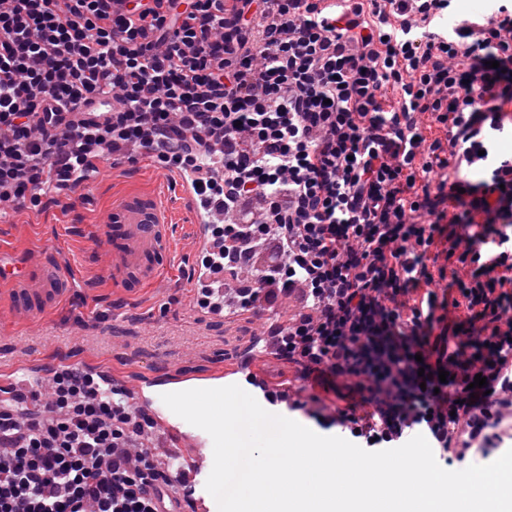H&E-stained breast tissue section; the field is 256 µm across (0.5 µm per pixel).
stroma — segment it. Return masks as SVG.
<instances>
[{
  "mask_svg": "<svg viewBox=\"0 0 512 512\" xmlns=\"http://www.w3.org/2000/svg\"><path fill=\"white\" fill-rule=\"evenodd\" d=\"M99 162L94 184L69 195L65 207L12 208L0 216V267L6 272L33 273L52 263L73 274L65 299L34 323L7 316L9 285L0 282V366L29 355L47 361L71 356L118 375L135 366L231 371L260 323L247 314L216 321L196 307L187 274L197 261L193 230L171 180L173 165L143 156L115 168L106 153ZM131 190L160 195L174 212L171 264L162 283L132 292L114 280L103 235L113 200ZM257 369L270 384L299 387L303 401L314 395L343 408L353 400L343 380L302 382L301 367L283 358L264 356Z\"/></svg>",
  "mask_w": 512,
  "mask_h": 512,
  "instance_id": "obj_1",
  "label": "stroma"
}]
</instances>
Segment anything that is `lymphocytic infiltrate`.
I'll list each match as a JSON object with an SVG mask.
<instances>
[{"label":"lymphocytic infiltrate","instance_id":"f902f5d3","mask_svg":"<svg viewBox=\"0 0 512 512\" xmlns=\"http://www.w3.org/2000/svg\"><path fill=\"white\" fill-rule=\"evenodd\" d=\"M454 10L0 0V202L40 201L47 170L75 189L93 151L166 144L231 217L202 264L236 289L202 285L199 307L245 314L300 291L308 311L271 350L359 395L316 413L322 427L379 450L417 430L438 464L479 463L512 421V154L480 181L460 173L480 125L512 123V0L450 32ZM105 89L119 105L71 119ZM249 199L260 213L238 217ZM439 278L451 292L434 289ZM462 306L451 332L448 311ZM51 389L46 413L0 406V512H175L135 447L146 414L78 367L55 371Z\"/></svg>","mask_w":512,"mask_h":512}]
</instances>
